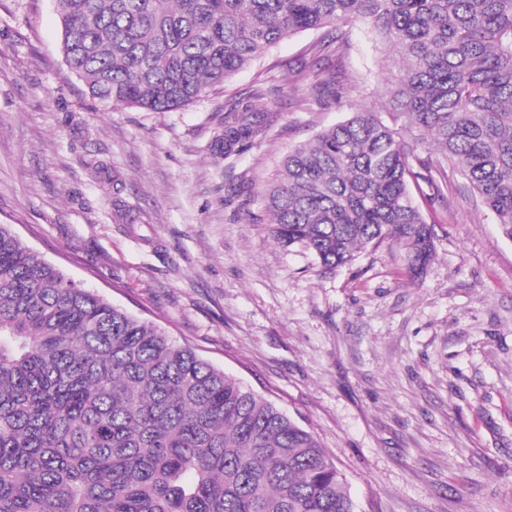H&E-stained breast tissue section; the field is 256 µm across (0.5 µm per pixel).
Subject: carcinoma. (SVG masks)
<instances>
[{"label": "carcinoma", "instance_id": "cac0c4a2", "mask_svg": "<svg viewBox=\"0 0 512 512\" xmlns=\"http://www.w3.org/2000/svg\"><path fill=\"white\" fill-rule=\"evenodd\" d=\"M67 66L100 101L188 106L267 48L364 21L396 69L379 111L292 148L262 192L272 237L333 270L369 247L434 254L413 191L416 131L512 241V0H56ZM343 34L310 48L312 93L352 80ZM336 64L322 65L330 56ZM267 93L224 103L214 154L277 122ZM0 512H356L317 437L158 325L67 277L0 224Z\"/></svg>", "mask_w": 512, "mask_h": 512}]
</instances>
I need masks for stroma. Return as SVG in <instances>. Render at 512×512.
<instances>
[{"instance_id":"obj_1","label":"stroma","mask_w":512,"mask_h":512,"mask_svg":"<svg viewBox=\"0 0 512 512\" xmlns=\"http://www.w3.org/2000/svg\"><path fill=\"white\" fill-rule=\"evenodd\" d=\"M346 31L358 89L338 104L288 70L320 37L305 31L147 112L88 94L55 0H0V224L313 432L357 512H512V241L458 169L428 171L417 198L435 244L419 279L388 243L326 270L268 233L282 158L394 75L364 25ZM257 88L277 125L240 159L213 154L225 102Z\"/></svg>"}]
</instances>
